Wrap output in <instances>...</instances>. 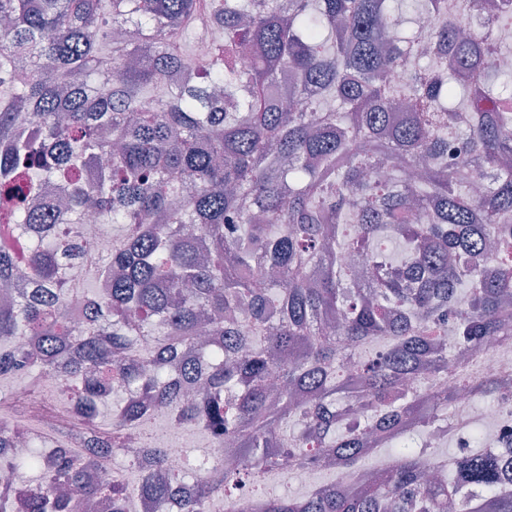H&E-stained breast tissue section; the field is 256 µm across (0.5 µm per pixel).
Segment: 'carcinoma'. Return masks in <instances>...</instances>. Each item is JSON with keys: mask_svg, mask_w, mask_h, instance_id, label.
Returning <instances> with one entry per match:
<instances>
[{"mask_svg": "<svg viewBox=\"0 0 512 512\" xmlns=\"http://www.w3.org/2000/svg\"><path fill=\"white\" fill-rule=\"evenodd\" d=\"M386 2L0 0V225L31 240L24 264L0 250V284H24L0 305V381L57 374L96 426L123 392L118 414L143 448L128 460L135 491L90 479L59 436L54 473L15 498L42 454L14 456L0 475L14 512H75L74 497L100 495L127 512L148 492L180 493V512L214 500L253 512L255 498L260 512H512V447L481 449L474 421L446 481L425 477L423 455L438 447L401 437L392 466L356 491L267 493L285 467L362 466L365 436L336 414L343 394L391 406L372 422L380 433L425 434L436 417L424 381L450 380L433 398L442 409L505 386L471 366L492 343L512 346V72L494 66L512 0L451 14L448 0H423L417 14L441 22L409 36L388 31ZM202 23L205 66L183 49ZM171 67L197 77L171 85ZM400 67L410 77L393 87ZM106 154L87 182L85 161ZM54 182L64 212L35 197ZM88 212L119 225L112 242L78 230ZM392 224L410 225L414 254L403 279L367 298L343 256L382 257ZM77 301L88 318L74 325L65 311ZM203 324L212 346L171 380ZM384 337L389 351L366 356ZM294 393L312 401L293 404ZM157 406L234 440L238 464L206 459L194 481L169 467L144 428ZM245 481L249 501L235 494Z\"/></svg>", "mask_w": 512, "mask_h": 512, "instance_id": "cac0c4a2", "label": "carcinoma"}]
</instances>
